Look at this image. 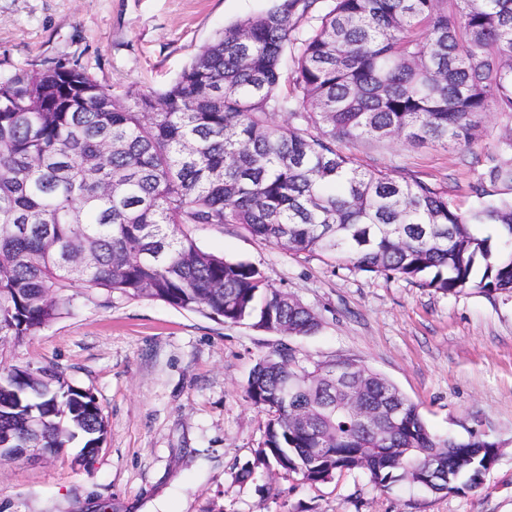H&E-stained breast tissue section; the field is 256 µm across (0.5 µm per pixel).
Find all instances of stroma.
I'll return each mask as SVG.
<instances>
[{
	"label": "stroma",
	"mask_w": 512,
	"mask_h": 512,
	"mask_svg": "<svg viewBox=\"0 0 512 512\" xmlns=\"http://www.w3.org/2000/svg\"><path fill=\"white\" fill-rule=\"evenodd\" d=\"M274 0H0V79L16 69L79 64L113 96L174 80L200 50ZM363 169L418 178L476 207L474 185L512 198L491 168L512 160V116L492 112L471 147L401 141L346 143ZM198 245L253 263L273 287L312 309L322 326L292 339L312 362L347 357L392 381L428 428L477 434L501 454L481 485L431 494L405 483L381 491L354 471L310 485L254 462L267 416L245 395L278 336L229 325L152 299L105 304L76 298L68 315L0 352L6 363L52 365L96 397L108 426L94 459L79 445L0 463V512H512V296L454 295L292 255L239 225L205 226Z\"/></svg>",
	"instance_id": "obj_1"
}]
</instances>
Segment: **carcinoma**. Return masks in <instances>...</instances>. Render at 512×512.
Segmentation results:
<instances>
[{
	"instance_id": "obj_1",
	"label": "carcinoma",
	"mask_w": 512,
	"mask_h": 512,
	"mask_svg": "<svg viewBox=\"0 0 512 512\" xmlns=\"http://www.w3.org/2000/svg\"><path fill=\"white\" fill-rule=\"evenodd\" d=\"M490 112L512 114V0H276L224 27L166 90L125 99L76 64L19 68L0 81V343L64 314L75 288L287 339L319 330L257 266L202 249L199 226L238 224L444 294H511L512 199L463 213L445 188L363 170L336 147H469ZM327 369L283 343L259 360L245 389L269 415L257 464L309 484L360 469L381 490L481 484L497 442L431 434L361 363L332 397ZM0 431L11 448H100L107 424L55 368L0 359ZM429 460L450 487L429 481Z\"/></svg>"
}]
</instances>
